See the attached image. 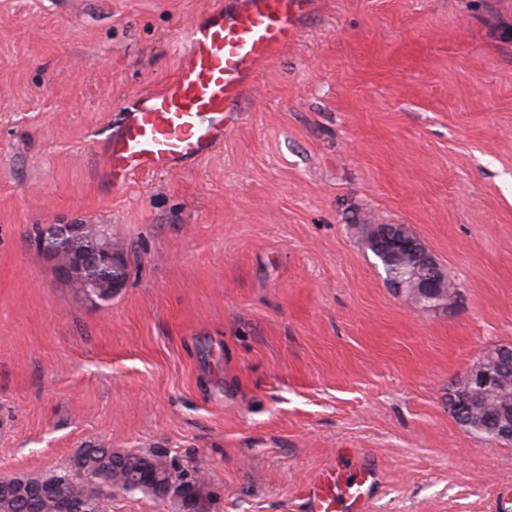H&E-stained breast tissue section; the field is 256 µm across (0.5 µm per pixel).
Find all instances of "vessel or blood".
I'll return each instance as SVG.
<instances>
[{
	"label": "vessel or blood",
	"instance_id": "obj_1",
	"mask_svg": "<svg viewBox=\"0 0 512 512\" xmlns=\"http://www.w3.org/2000/svg\"><path fill=\"white\" fill-rule=\"evenodd\" d=\"M308 0H213L191 28L175 75L161 87L129 97L105 147V174L123 186L139 174L177 169L224 143L243 93L259 68L293 44ZM376 473L354 480L317 473L305 512H357Z\"/></svg>",
	"mask_w": 512,
	"mask_h": 512
}]
</instances>
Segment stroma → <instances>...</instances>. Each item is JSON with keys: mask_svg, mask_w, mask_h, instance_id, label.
Here are the masks:
<instances>
[{"mask_svg": "<svg viewBox=\"0 0 512 512\" xmlns=\"http://www.w3.org/2000/svg\"><path fill=\"white\" fill-rule=\"evenodd\" d=\"M211 0H0V478L90 441L208 470L216 512H302L373 465L366 512H512V446L448 386L512 343V0H310L223 145L122 188L124 99L177 68ZM104 226L97 305L34 243ZM403 224L457 285L422 308L363 239Z\"/></svg>", "mask_w": 512, "mask_h": 512, "instance_id": "obj_1", "label": "stroma"}]
</instances>
